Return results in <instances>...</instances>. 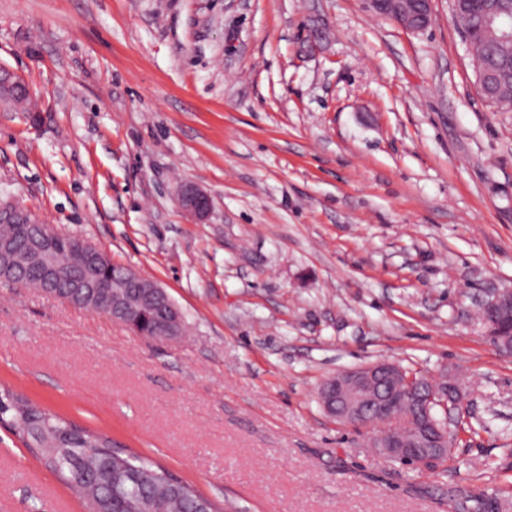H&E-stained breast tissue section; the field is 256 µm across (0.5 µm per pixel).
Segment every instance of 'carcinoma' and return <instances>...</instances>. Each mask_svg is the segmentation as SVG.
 Instances as JSON below:
<instances>
[{
	"label": "carcinoma",
	"instance_id": "carcinoma-1",
	"mask_svg": "<svg viewBox=\"0 0 512 512\" xmlns=\"http://www.w3.org/2000/svg\"><path fill=\"white\" fill-rule=\"evenodd\" d=\"M469 53L475 74L485 72L496 62L508 67L512 61V43H498L484 33L480 16L474 14L468 30ZM485 101L505 112H512V78H504L498 94L484 96ZM122 266L104 270L112 288L135 291L121 277ZM161 313L148 310L140 319L141 332L147 338L158 336L162 327ZM414 382L439 391L460 394L455 379L443 374L433 379L414 373ZM0 423L18 436L32 456L45 468L55 472L72 489L87 485L94 497H83L87 512H140L138 506L147 501L151 512H224L220 502L204 496L191 482L172 475L147 455H139L105 433L92 431L53 411L33 404L7 387H0ZM385 429L404 439L417 437L416 415L406 397Z\"/></svg>",
	"mask_w": 512,
	"mask_h": 512
}]
</instances>
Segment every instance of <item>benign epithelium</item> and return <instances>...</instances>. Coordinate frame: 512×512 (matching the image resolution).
Wrapping results in <instances>:
<instances>
[{"label":"benign epithelium","mask_w":512,"mask_h":512,"mask_svg":"<svg viewBox=\"0 0 512 512\" xmlns=\"http://www.w3.org/2000/svg\"><path fill=\"white\" fill-rule=\"evenodd\" d=\"M374 15L391 18L401 27L419 32L424 30L432 17V0H414L406 5L405 0H368ZM17 90L13 108L23 107V94L20 92V80L9 69L0 67V86ZM181 206L199 219L205 218L211 209V199L203 191L187 186L180 193ZM0 222L5 224H32L36 232L30 242L19 246L9 237H0V283H11L16 276L28 267H37L41 271L44 287L41 291L62 299L67 304L104 315L114 322L133 328L142 310L151 304L165 308L167 317L163 340H173L182 334L184 317L169 296L158 283L146 279L131 269H125L127 279L135 284L138 291L130 296L115 294L102 280L101 271L111 258L90 241H78L79 251L83 255L82 264L71 269L63 261L58 248L64 234L53 224L39 222L34 215L12 204H0ZM482 310L495 316V319H483L487 335L506 352L512 351V345L504 339L500 320L512 316V294H498L487 300ZM414 378L398 380L395 371L388 362L374 367H364L342 371L325 381L319 392L329 393L323 409L331 417L345 416L358 425L383 423L386 417L376 418L375 412H389L393 404V392L405 387L413 389ZM416 400L426 417L427 426L435 433V447L409 448L405 442L390 432H379V453L413 466H427L440 462L439 454L446 450L444 441L448 439V429L437 427L431 418V409L439 405L461 408V401L434 394H419Z\"/></svg>","instance_id":"7a95c632"}]
</instances>
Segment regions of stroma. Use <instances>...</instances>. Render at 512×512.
<instances>
[{"mask_svg": "<svg viewBox=\"0 0 512 512\" xmlns=\"http://www.w3.org/2000/svg\"><path fill=\"white\" fill-rule=\"evenodd\" d=\"M0 201L159 283L151 341L0 285V383L233 512H512V112L475 91L452 0L420 32L364 0H0ZM212 200L202 219L183 187ZM388 361L461 386L447 472L368 446L318 390ZM0 512H86L0 429ZM512 294L504 293L495 295L493 298L487 300L482 310L485 313L492 314L496 317L495 320L487 318L483 319V325L486 328L487 335L491 337L493 342L501 349L511 353L512 345L508 344L504 339L502 326L500 320L511 315L512 318Z\"/></svg>", "mask_w": 512, "mask_h": 512, "instance_id": "1", "label": "stroma"}]
</instances>
